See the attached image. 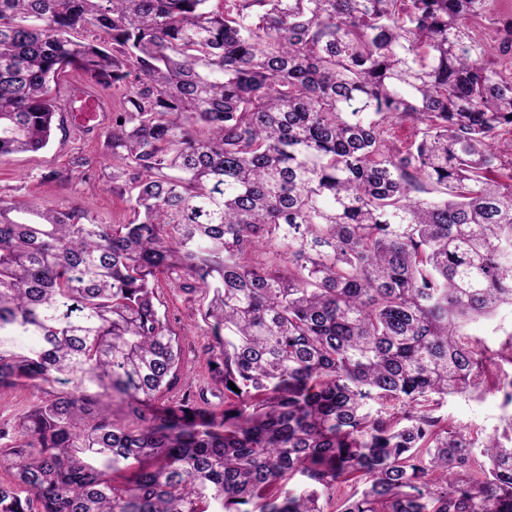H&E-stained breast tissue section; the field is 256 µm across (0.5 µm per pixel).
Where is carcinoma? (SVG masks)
Here are the masks:
<instances>
[{
  "label": "carcinoma",
  "mask_w": 512,
  "mask_h": 512,
  "mask_svg": "<svg viewBox=\"0 0 512 512\" xmlns=\"http://www.w3.org/2000/svg\"><path fill=\"white\" fill-rule=\"evenodd\" d=\"M226 2L0 0V158L48 144L77 70L123 89L131 211L0 197V388L46 394L0 428V512H327L348 482L341 512H512V438L430 408L512 404V335L465 333L512 306V18L490 43L492 0ZM163 271L212 343L211 385L162 408Z\"/></svg>",
  "instance_id": "carcinoma-1"
}]
</instances>
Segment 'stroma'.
Here are the masks:
<instances>
[{
  "label": "stroma",
  "mask_w": 512,
  "mask_h": 512,
  "mask_svg": "<svg viewBox=\"0 0 512 512\" xmlns=\"http://www.w3.org/2000/svg\"><path fill=\"white\" fill-rule=\"evenodd\" d=\"M104 160L102 132L89 133L75 127L72 120H65L43 150L0 159V197L28 199L43 208H59L74 200L98 223H126L129 204L113 191ZM51 170L63 173V180H42V173ZM156 288L182 345L180 370L165 395L170 402L181 395L188 381L208 384L203 350L211 338L197 312L199 294L177 291L172 279L164 274L159 275ZM438 412L468 432L489 433L512 419V405L505 404L498 393L479 399L448 395L440 400Z\"/></svg>",
  "instance_id": "stroma-1"
}]
</instances>
